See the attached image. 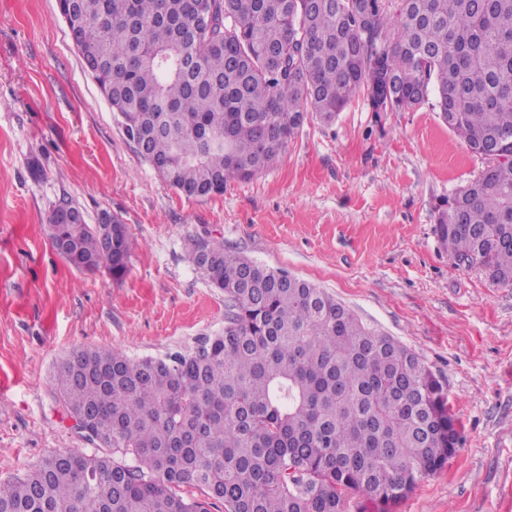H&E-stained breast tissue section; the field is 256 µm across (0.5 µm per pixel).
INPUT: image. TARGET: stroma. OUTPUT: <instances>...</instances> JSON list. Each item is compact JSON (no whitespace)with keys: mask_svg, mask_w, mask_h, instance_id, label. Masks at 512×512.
Masks as SVG:
<instances>
[{"mask_svg":"<svg viewBox=\"0 0 512 512\" xmlns=\"http://www.w3.org/2000/svg\"><path fill=\"white\" fill-rule=\"evenodd\" d=\"M431 105L371 111L356 96L223 194L186 198L127 139L85 71L57 0H0V480L47 453L97 454L52 397L72 350L133 359L224 329V294L188 258L206 231L283 268L416 352L448 389L459 445L394 512H512V288L455 264L436 207L486 167ZM128 228L125 276L57 253L61 199Z\"/></svg>","mask_w":512,"mask_h":512,"instance_id":"obj_1","label":"stroma"}]
</instances>
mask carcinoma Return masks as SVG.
Instances as JSON below:
<instances>
[{
  "label": "carcinoma",
  "mask_w": 512,
  "mask_h": 512,
  "mask_svg": "<svg viewBox=\"0 0 512 512\" xmlns=\"http://www.w3.org/2000/svg\"><path fill=\"white\" fill-rule=\"evenodd\" d=\"M70 26L126 135L188 198L267 168L308 114L331 123L387 87L385 111L429 102L472 152L512 154V0H400L394 16L383 0H72ZM48 228L76 269L126 274L118 218L75 208ZM437 233L511 287L512 160L444 200ZM188 256L224 293V332L164 358L73 351L54 398L109 453L46 454L0 481V512H343L351 494L391 512L455 454L448 390L411 349L207 238Z\"/></svg>",
  "instance_id": "cac0c4a2"
}]
</instances>
